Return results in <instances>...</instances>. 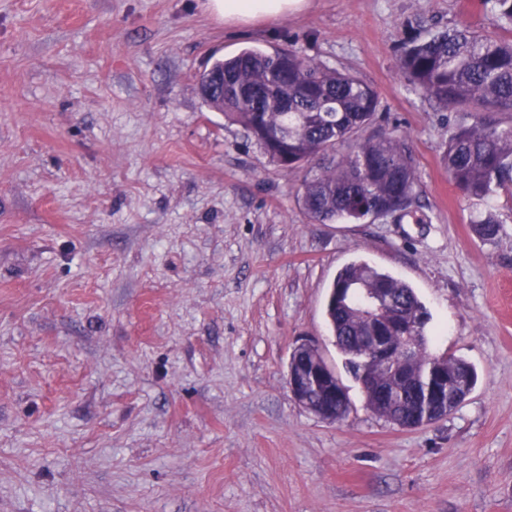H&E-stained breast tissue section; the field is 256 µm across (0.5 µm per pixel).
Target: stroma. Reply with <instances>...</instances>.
I'll use <instances>...</instances> for the list:
<instances>
[{"instance_id":"obj_1","label":"stroma","mask_w":512,"mask_h":512,"mask_svg":"<svg viewBox=\"0 0 512 512\" xmlns=\"http://www.w3.org/2000/svg\"><path fill=\"white\" fill-rule=\"evenodd\" d=\"M202 0H0V512H512V193L495 241L442 160L461 121L399 74L415 33L512 40L474 0H308L229 25ZM294 48L379 94L417 212L319 224L195 76ZM364 260L410 285L428 344L477 371L447 417L374 414L326 321ZM315 341L351 401L287 390Z\"/></svg>"}]
</instances>
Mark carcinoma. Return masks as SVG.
<instances>
[{
    "label": "carcinoma",
    "mask_w": 512,
    "mask_h": 512,
    "mask_svg": "<svg viewBox=\"0 0 512 512\" xmlns=\"http://www.w3.org/2000/svg\"><path fill=\"white\" fill-rule=\"evenodd\" d=\"M479 5L512 26V0H479ZM397 64L403 78L437 106L471 119L451 130L443 161L460 193L487 205L472 221L474 234L486 242L497 239L502 225L492 203L499 190L512 187V121L498 119L512 113V40L468 26L415 35L399 47ZM221 69L224 100L208 104L244 127L270 164L285 172L306 170L297 202L312 221H373L378 212L401 220L415 212V160L403 137L378 124L379 96L371 85L293 49L273 54L245 49L211 66ZM332 288L336 304L327 305V322L367 407L393 423L421 424L423 415L411 408L380 401L378 386L387 384L390 369L371 362L362 367L358 357L367 350L360 341L367 335L358 306L363 290L395 299L385 306L394 323L429 316L417 294L364 261L342 268ZM414 334L420 336L414 369L421 371L437 354L428 350L425 329L409 332ZM447 357L452 412L473 390L477 374L466 360Z\"/></svg>",
    "instance_id": "obj_1"
}]
</instances>
